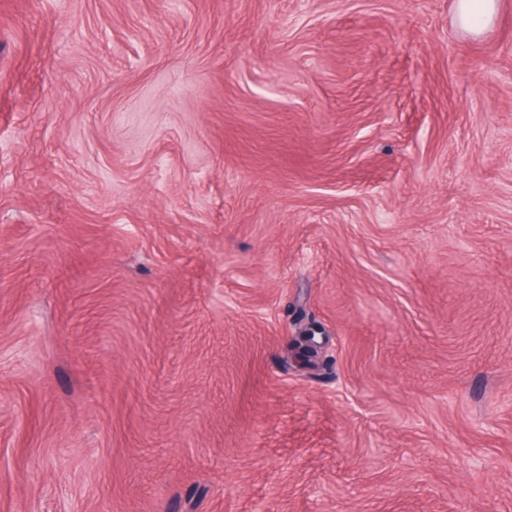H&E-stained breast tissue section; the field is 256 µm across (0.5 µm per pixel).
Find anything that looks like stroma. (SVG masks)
<instances>
[{"instance_id": "35a3bbf8", "label": "stroma", "mask_w": 512, "mask_h": 512, "mask_svg": "<svg viewBox=\"0 0 512 512\" xmlns=\"http://www.w3.org/2000/svg\"><path fill=\"white\" fill-rule=\"evenodd\" d=\"M0 512H512V0H0ZM497 12V0H457L456 16L461 28L476 32L489 26Z\"/></svg>"}]
</instances>
